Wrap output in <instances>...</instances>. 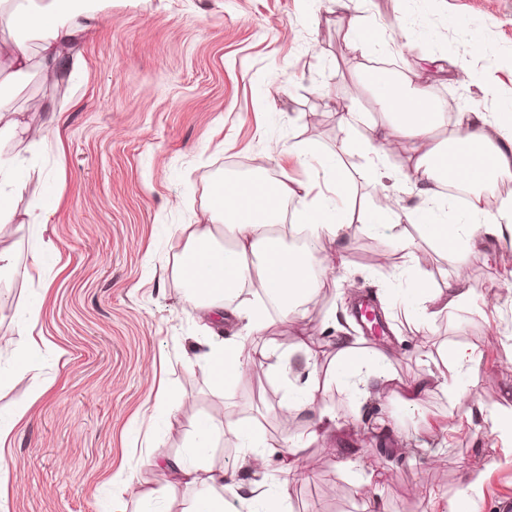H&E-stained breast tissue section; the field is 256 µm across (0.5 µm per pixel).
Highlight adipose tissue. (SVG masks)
Listing matches in <instances>:
<instances>
[{
    "mask_svg": "<svg viewBox=\"0 0 512 512\" xmlns=\"http://www.w3.org/2000/svg\"><path fill=\"white\" fill-rule=\"evenodd\" d=\"M77 16L89 25L95 20L93 14L85 11L84 0H44L34 7L16 6L10 14L12 24L33 33L38 46L30 48L29 41L19 39L1 48L0 73L22 72L35 52L40 55L43 72L54 73L72 50L78 34L73 22ZM454 76L458 84L476 88L484 101L496 104V112L486 114L458 102L432 108L425 89L397 82L381 72L365 77L374 108L385 112L390 122L385 127L369 125L364 134L350 140L349 147L369 154L368 176L382 179L386 176V160L400 149L402 139L418 142L422 151L412 157L410 171L404 176L411 193L419 199L415 206L402 205L400 198L388 194L378 209L362 212L355 219L349 211L333 207L329 197L314 193L312 186L304 182H277L269 186L257 176L225 181L208 204L206 223L183 228L185 243L172 268L197 306L213 319H222L228 299L247 286L278 297L286 312L308 301L327 278L344 267L345 257L339 252L318 257L311 250L293 248L287 240L291 232L304 231L314 239H336L344 225L355 220L375 230L407 222L419 225L438 249L460 258L480 235L512 224V194L502 199L496 212L485 208L487 192L497 186L500 178L512 175V97L503 96L492 77L469 63L458 64ZM447 111L455 113V122L444 142H434V133ZM440 155L451 157L449 167L435 165L434 160ZM18 163V156L0 152L1 225L19 219L27 225L37 224L42 219L37 202H30L21 213L13 204L14 198L25 190L24 184L16 179ZM443 181H457L470 187L464 217L452 216V200L437 196L435 186ZM291 198L303 203L301 220L284 232L279 228V205ZM226 232L234 238L229 248L218 243L219 235ZM397 356V350L390 348H359L357 341L343 335L337 338L334 356L323 373H309L301 384L289 388L281 412L286 416L308 415V435L306 440L289 443L288 461L277 480L278 492H270L260 479L249 485L244 499L252 503L256 512H284L288 485L302 476L301 462L309 443L336 427L337 417L318 405L323 384L341 383L355 400L367 401L378 386L391 382L388 368ZM201 357L210 363L216 382L228 388L239 385L256 365L242 339L211 337ZM220 429L242 437L247 468L258 476L263 473L268 456L275 451L263 428H242L239 422L225 418L223 406L217 405L199 428L201 440H208ZM171 469L177 479L207 488L189 512H224V498L217 493L224 485L223 472L178 460L173 461Z\"/></svg>",
    "mask_w": 512,
    "mask_h": 512,
    "instance_id": "ef3b65f1",
    "label": "adipose tissue"
}]
</instances>
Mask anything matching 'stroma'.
<instances>
[{
    "label": "stroma",
    "instance_id": "1",
    "mask_svg": "<svg viewBox=\"0 0 512 512\" xmlns=\"http://www.w3.org/2000/svg\"><path fill=\"white\" fill-rule=\"evenodd\" d=\"M412 33L399 44L404 81L425 86L430 104L476 100L453 79L454 62L491 68L512 96V0H105L95 27L80 34L73 58L52 76L32 68L8 103L34 125H48L41 150L11 148L22 162L25 210L39 197L54 251L45 277L22 275L40 246L38 228L0 229L18 269L0 291V415L20 402L30 408L0 460L11 470L8 512H140L125 481L155 489L151 512H187L196 485L173 484L165 463L192 462L196 422L224 401L231 419L259 423L275 442L303 437L304 419H282L288 381L279 355L290 352L292 374L306 362L293 346L304 336L326 367L340 330L368 344L400 351L396 380L358 403L333 385L322 406L342 426L311 443V466L288 486L287 512H441L471 474L481 477L475 512H503L512 502V232L498 231L456 260L433 247L418 227L379 235L345 227L322 238L319 254L343 250L341 276L355 296L384 312V335L357 321L335 329L328 316L343 306L341 288L326 280L300 312L289 314L252 348L271 349L233 390L215 385L199 340L245 334L243 319L214 324L198 309L169 264L179 229L202 221L224 178L255 174L273 181L322 180L316 157L343 158L346 207L375 209L380 190L364 177L365 156L346 150L350 133L339 112L356 97L383 125L363 83L374 52L356 47L357 29ZM412 240L401 250L397 234ZM464 277L479 296L422 321L406 300L417 280L447 290ZM41 307L33 331L37 369L15 367L18 328L30 305ZM455 345L468 347L479 382L459 384L452 399L438 384L419 406L402 407L393 393L428 377ZM179 401L174 417L157 409L159 389ZM474 408L465 418L463 408ZM241 439L216 435L204 460L215 470L241 469ZM379 479L364 483V471Z\"/></svg>",
    "mask_w": 512,
    "mask_h": 512
}]
</instances>
